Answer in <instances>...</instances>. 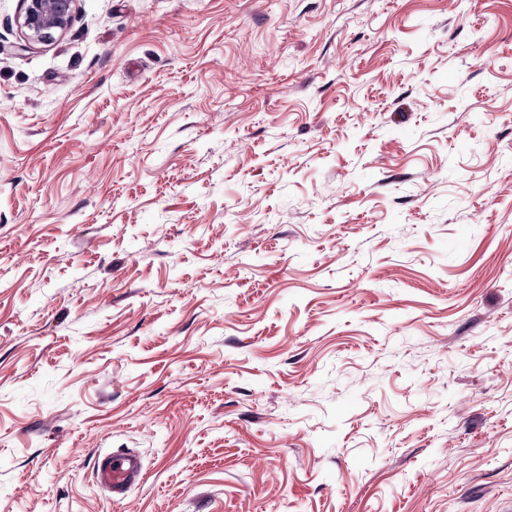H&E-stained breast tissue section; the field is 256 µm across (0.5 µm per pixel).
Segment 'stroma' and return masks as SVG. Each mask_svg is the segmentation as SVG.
I'll use <instances>...</instances> for the list:
<instances>
[{
	"mask_svg": "<svg viewBox=\"0 0 512 512\" xmlns=\"http://www.w3.org/2000/svg\"><path fill=\"white\" fill-rule=\"evenodd\" d=\"M21 9L0 512L512 507V0ZM76 0H22V27L28 42H49L69 26ZM97 481L114 503L123 502L143 477L140 458L132 451L99 453L94 462Z\"/></svg>",
	"mask_w": 512,
	"mask_h": 512,
	"instance_id": "35a3bbf8",
	"label": "stroma"
}]
</instances>
